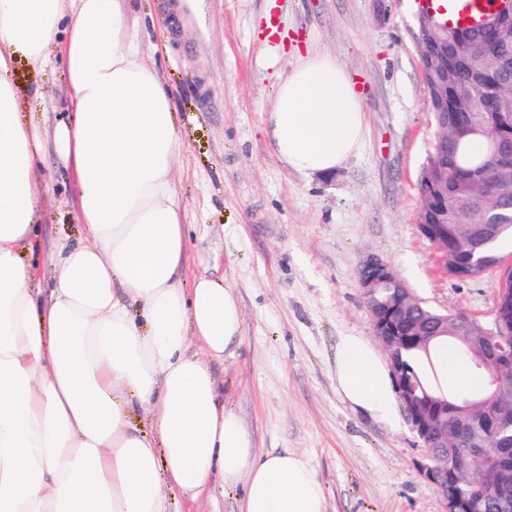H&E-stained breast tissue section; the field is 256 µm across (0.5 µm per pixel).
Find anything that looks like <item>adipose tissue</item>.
Segmentation results:
<instances>
[{"instance_id":"adipose-tissue-1","label":"adipose tissue","mask_w":512,"mask_h":512,"mask_svg":"<svg viewBox=\"0 0 512 512\" xmlns=\"http://www.w3.org/2000/svg\"><path fill=\"white\" fill-rule=\"evenodd\" d=\"M71 91L53 131L86 241L62 247L42 298L34 146L10 79L50 47ZM281 162L330 173L360 148L361 97L326 54L282 77L266 119ZM171 93L142 61L125 0H0V512H168V496L242 486L238 512H326L294 452H257L211 363L239 344L231 288L184 284ZM336 383L355 410L399 418L391 371L362 336L340 337ZM149 407L146 430L131 423Z\"/></svg>"}]
</instances>
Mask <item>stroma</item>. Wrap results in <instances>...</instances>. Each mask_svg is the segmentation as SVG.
Masks as SVG:
<instances>
[{"instance_id":"35a3bbf8","label":"stroma","mask_w":512,"mask_h":512,"mask_svg":"<svg viewBox=\"0 0 512 512\" xmlns=\"http://www.w3.org/2000/svg\"><path fill=\"white\" fill-rule=\"evenodd\" d=\"M203 0L202 20L171 36L166 0H129L141 55L168 85L179 134L174 183L188 236L185 281H224L241 305L242 341L212 362L224 400L259 450L300 454L321 483L326 512H445L419 473L427 452L407 418L389 426L353 410L336 386L341 336L374 338L358 269L383 259L418 300L496 328L495 278L447 276L416 223L418 179L437 135L417 48L412 0ZM286 30L276 66L264 64V13ZM328 54L364 100L359 153L328 174L289 169L266 117L279 75L298 55ZM49 63L17 60L20 118L53 127L70 89ZM36 171L42 258L49 290L61 245L84 242L71 175L52 141Z\"/></svg>"}]
</instances>
